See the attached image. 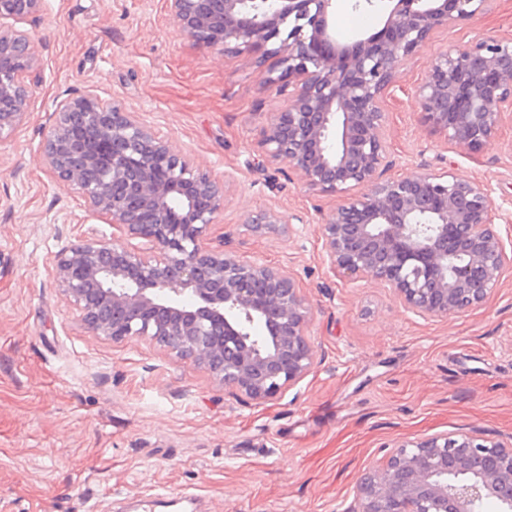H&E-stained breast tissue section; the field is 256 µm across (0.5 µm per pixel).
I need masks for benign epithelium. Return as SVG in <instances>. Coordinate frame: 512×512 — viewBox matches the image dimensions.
<instances>
[{
    "mask_svg": "<svg viewBox=\"0 0 512 512\" xmlns=\"http://www.w3.org/2000/svg\"><path fill=\"white\" fill-rule=\"evenodd\" d=\"M42 0H0V137L27 114L33 68L29 37L5 22ZM383 27L340 43L335 0H167L174 24L214 50L268 48L293 87L265 132L268 155L299 171L310 189L341 202L322 227L334 276L371 279L423 317H447L485 302L512 256L494 224L492 189L424 172L386 178L382 93L400 64L434 30L484 14L490 0H388ZM274 47H268V44ZM416 95L424 120L461 152L497 137L512 113V38L450 44ZM43 156L56 181L85 208L131 238L85 236L56 256L59 287L84 325L114 341L152 340L181 361L205 366L224 386L267 401L318 364L312 309L289 275L244 261L207 231L224 206V184L156 137L138 113L108 108L91 93L68 98ZM362 192H356V189ZM259 234L278 223L251 219ZM266 336L251 335L255 321ZM512 512V442L435 434L390 447L360 478L348 512Z\"/></svg>",
    "mask_w": 512,
    "mask_h": 512,
    "instance_id": "7a95c632",
    "label": "benign epithelium"
}]
</instances>
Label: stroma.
Returning <instances> with one entry per match:
<instances>
[{
	"mask_svg": "<svg viewBox=\"0 0 512 512\" xmlns=\"http://www.w3.org/2000/svg\"><path fill=\"white\" fill-rule=\"evenodd\" d=\"M385 4L336 0L339 40L383 26ZM35 47L25 120L0 137V512H121L145 494H196L205 512H346L384 448L437 433L512 439V270L469 312L424 319L382 284L336 278L321 226L336 196L308 189L262 144L286 98L263 78L276 56L224 53L172 22L166 0H43L19 24ZM512 38V0L438 29L383 94L387 171L428 170L491 186L512 214V120L465 153L423 118L415 96L435 54ZM93 88L224 183L211 229L246 260L290 274L312 308L322 361L260 403L144 339L86 328L54 277L56 255L113 228L59 186L42 152L57 104ZM274 210L254 233L251 213ZM302 224L288 225L292 215Z\"/></svg>",
	"mask_w": 512,
	"mask_h": 512,
	"instance_id": "1",
	"label": "stroma"
}]
</instances>
